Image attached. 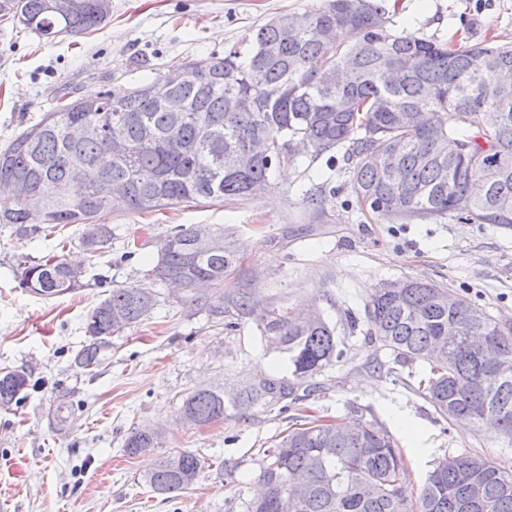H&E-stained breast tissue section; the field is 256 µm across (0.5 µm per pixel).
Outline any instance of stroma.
Here are the masks:
<instances>
[{
  "label": "stroma",
  "mask_w": 512,
  "mask_h": 512,
  "mask_svg": "<svg viewBox=\"0 0 512 512\" xmlns=\"http://www.w3.org/2000/svg\"><path fill=\"white\" fill-rule=\"evenodd\" d=\"M325 0H112L100 29L48 41L0 12V148L54 107L60 83L81 95L128 89L156 69L223 54L268 20L300 15ZM397 29L451 47L512 42V0H396ZM336 187L326 214L308 221L301 197L310 173ZM112 245L91 253L82 225L51 236L18 234L0 224V369H23L37 390L0 410V512H245L259 489L265 452L286 434L293 414L376 422L396 440L407 466L409 499H417L435 460L478 455L512 469V445L494 430L443 419L420 386L429 368L395 362L372 340L365 305L374 288L406 279L431 282L512 323V229L431 220L383 221L363 214L340 169L301 155L275 173L260 198L174 206L149 215L111 218ZM182 224L224 231L239 262L224 293L251 292L260 306L318 309L336 328L345 351L318 381L319 392L294 410L257 407L247 421L194 428L182 401L202 388L231 392L280 361L256 321L224 330L202 306H184L173 288L155 286L154 310L113 337L93 371L74 357L86 341L90 311L111 289L150 285L163 239ZM65 241L64 255L84 265L82 285L56 297L27 292L19 265L36 262ZM74 408L53 422L59 399ZM151 426L164 447L127 456L126 437ZM199 453L206 466L197 484L171 498L155 494L145 474L170 453Z\"/></svg>",
  "instance_id": "obj_1"
}]
</instances>
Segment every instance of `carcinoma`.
<instances>
[{"instance_id": "carcinoma-1", "label": "carcinoma", "mask_w": 512, "mask_h": 512, "mask_svg": "<svg viewBox=\"0 0 512 512\" xmlns=\"http://www.w3.org/2000/svg\"><path fill=\"white\" fill-rule=\"evenodd\" d=\"M8 12L31 32L54 38L79 36L105 24L111 11L99 0H75L73 10L57 16L46 0H8ZM296 33L269 21L224 51L189 61L186 82L170 88L158 71L146 81L158 92L182 102L180 112H157L133 89L81 97L72 87L56 88L55 106L0 150V180L25 175L31 195L0 211V224L35 232L39 225L84 226L82 244L94 252L112 240V214H142L178 204L221 203L226 197L257 196L270 186L273 171L295 161L292 145L301 144L311 160L344 151L350 186L362 212L413 224L429 220H465L512 227V45L492 44L449 49L432 40L388 27L386 0H326L305 13ZM331 28L329 43L320 30ZM497 55L499 71L484 67V56ZM401 69L392 84L388 73ZM248 98L252 108L240 109ZM459 113H480L472 130L454 121ZM92 123L101 133L73 142L67 129ZM118 130L131 152L109 153L108 130ZM467 146L453 158L439 157L434 142ZM256 143L266 152L240 169L229 156ZM80 161L86 180L74 186L71 169ZM500 162L507 173L494 184L481 170ZM326 179L302 195L305 208L324 213L326 195L336 193ZM197 226L181 225L161 244L152 280L175 281L186 290L182 302L204 301L213 319L256 318L262 334L280 339L284 373H265L262 384L250 381L234 394L199 389L183 401L186 421L204 427L234 418L246 420L257 405L288 407L299 391L317 389L316 376L343 358L335 329L325 321L307 322L293 308H268L255 315L250 293L226 297L224 274L237 263L231 246L201 253ZM81 278L59 255L20 265L19 286L45 297L80 287ZM448 289L410 281L399 291L373 290L366 305L369 335L406 364L429 366L426 396L445 418L465 416L480 427L512 440V375L480 383L494 363L512 358V326L490 320L475 328L473 305L448 308L440 298ZM158 303V292L133 284L109 291L90 312L88 341L76 364L91 370L111 345V337L140 322ZM459 328L453 356L434 361L428 349ZM37 387L24 370L0 372V407L8 408ZM153 447L140 429L125 440L135 456ZM204 468L191 450L164 457L146 476L159 495L192 488ZM405 458L393 438L371 421L348 428L340 422L303 417L267 451L258 480L264 491L247 512H512V472L477 455L439 458L416 502L401 485ZM298 473L309 494L294 502L290 493Z\"/></svg>"}]
</instances>
